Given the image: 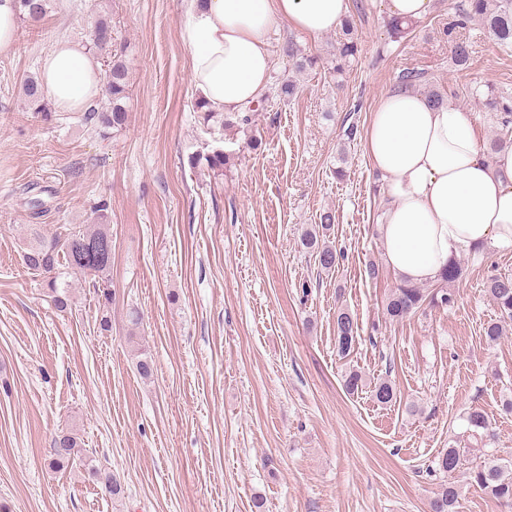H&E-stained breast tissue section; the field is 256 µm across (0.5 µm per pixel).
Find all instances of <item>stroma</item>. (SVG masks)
Returning <instances> with one entry per match:
<instances>
[{
  "mask_svg": "<svg viewBox=\"0 0 512 512\" xmlns=\"http://www.w3.org/2000/svg\"><path fill=\"white\" fill-rule=\"evenodd\" d=\"M459 2L434 0L396 39L387 0H348L360 51L340 75L337 32L281 28L249 132H210L197 118L180 37L186 0H49L41 21H19L14 51L0 55V512H429L444 480L435 460L466 440L474 407L495 436L468 463L512 459L503 409L512 322L498 341L484 336L499 317L487 282L512 275V247L461 257L453 307L398 323L381 314L399 278L380 232L383 179L364 151L371 112L401 71L418 69L457 90L453 103L471 110L484 148L494 122L480 98L491 86L512 92V54L483 28L462 32L468 65L452 62L447 29ZM103 12L131 72L127 126L104 137L81 112L44 121L21 92L56 40L88 42ZM300 56L315 65L297 69ZM288 81L294 95L278 97ZM252 134L261 149L247 148ZM216 147L239 154L223 176L189 167V154ZM102 197L112 305L101 311L78 280L71 310L57 311L20 245L34 223L48 235L95 223ZM35 199L46 207L37 218ZM326 209L339 255L330 272L300 246ZM340 308L359 327L345 358L335 346ZM141 351L154 360L147 380L135 368ZM352 369L368 383L390 377L396 402L376 403L369 388L347 393ZM62 431L121 481L123 499L81 466L48 469Z\"/></svg>",
  "mask_w": 512,
  "mask_h": 512,
  "instance_id": "1",
  "label": "stroma"
}]
</instances>
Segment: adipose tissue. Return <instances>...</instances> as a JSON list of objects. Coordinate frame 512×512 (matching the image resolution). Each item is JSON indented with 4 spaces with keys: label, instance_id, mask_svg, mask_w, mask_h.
Segmentation results:
<instances>
[{
    "label": "adipose tissue",
    "instance_id": "adipose-tissue-1",
    "mask_svg": "<svg viewBox=\"0 0 512 512\" xmlns=\"http://www.w3.org/2000/svg\"><path fill=\"white\" fill-rule=\"evenodd\" d=\"M348 0H204L181 26L196 87L210 109L234 113L270 84V35L281 25L319 36L336 30ZM40 81L62 112L101 92V63L63 40L42 59ZM366 156L384 178L387 265L400 279H436L459 255L512 247V150L487 155L467 109L397 89L370 116Z\"/></svg>",
    "mask_w": 512,
    "mask_h": 512
}]
</instances>
